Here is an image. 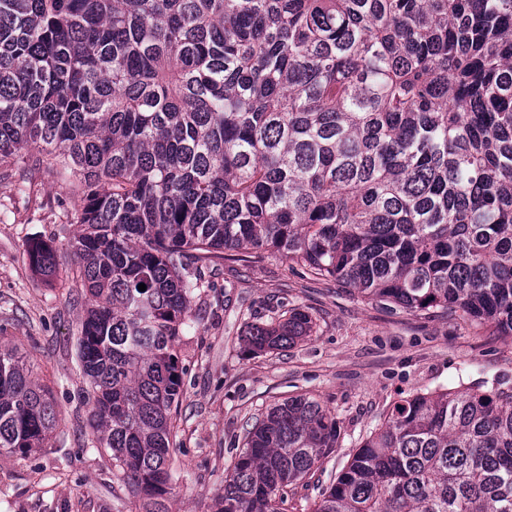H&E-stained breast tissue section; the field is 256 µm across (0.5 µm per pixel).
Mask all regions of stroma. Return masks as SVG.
<instances>
[{
    "instance_id": "35a3bbf8",
    "label": "stroma",
    "mask_w": 512,
    "mask_h": 512,
    "mask_svg": "<svg viewBox=\"0 0 512 512\" xmlns=\"http://www.w3.org/2000/svg\"><path fill=\"white\" fill-rule=\"evenodd\" d=\"M74 200L46 168L0 178V344L17 347L58 411L43 447L0 453V512H143L89 425L93 399L77 356L87 294L69 244ZM51 242L57 274L31 268L27 244ZM190 296L194 320L175 350L183 398L175 416L169 512H215L224 476L266 408L299 395L336 415V451L300 483L288 512H311L395 401L472 387L512 392V336H490L459 315L390 310L342 283L289 267L278 255L242 249L203 267ZM308 312L311 336L284 349L244 356V326L288 308Z\"/></svg>"
}]
</instances>
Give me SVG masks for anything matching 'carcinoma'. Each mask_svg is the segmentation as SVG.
I'll use <instances>...</instances> for the list:
<instances>
[{
    "label": "carcinoma",
    "mask_w": 512,
    "mask_h": 512,
    "mask_svg": "<svg viewBox=\"0 0 512 512\" xmlns=\"http://www.w3.org/2000/svg\"><path fill=\"white\" fill-rule=\"evenodd\" d=\"M27 162L79 199L90 422L145 512H168L175 345L226 252L512 335V0H0V168ZM26 255L56 273L52 245ZM313 328L290 308L243 351ZM56 419L1 344L0 451ZM339 438L314 398L269 407L216 512H282ZM313 512H512V394L400 399Z\"/></svg>",
    "instance_id": "cac0c4a2"
}]
</instances>
